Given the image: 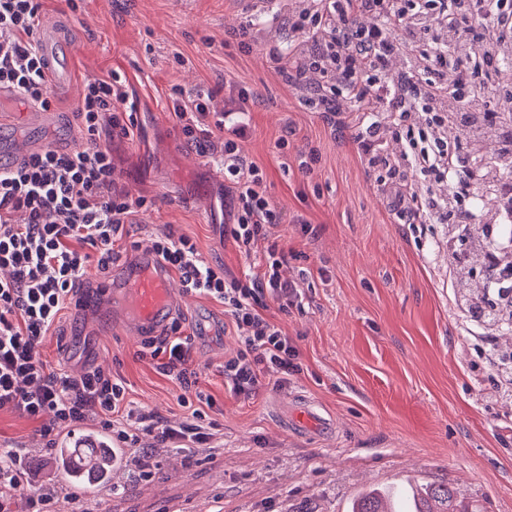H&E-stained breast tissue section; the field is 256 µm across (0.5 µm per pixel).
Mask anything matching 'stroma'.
I'll return each mask as SVG.
<instances>
[{"label": "stroma", "mask_w": 512, "mask_h": 512, "mask_svg": "<svg viewBox=\"0 0 512 512\" xmlns=\"http://www.w3.org/2000/svg\"><path fill=\"white\" fill-rule=\"evenodd\" d=\"M287 0H80L77 11L45 0L68 41L75 67L70 86L52 90L51 119L0 128V139L32 151L76 147L74 113L86 80L119 74L136 100L138 142L114 140L118 186L151 207L134 218L132 239L118 241L120 260L150 248L165 229L190 237L212 264L236 276L259 273L266 246L241 253L223 236L224 183L218 159L191 146L171 112L173 88L211 95L224 104V84L254 93L251 135L243 144L266 173L282 214L273 232L288 255L284 278L303 302L267 314L299 346L302 370L286 387L262 386L249 399L224 391L217 368L238 338L224 326L223 307L177 294L176 315L194 336L201 381L218 403L224 447L186 459L172 451L149 480L128 469L81 502L98 512H349L368 487L442 482L469 512H512V397L490 362L489 347L512 351V334L493 345L463 304L477 288L449 264V227L405 224L392 210L402 185L420 174L404 169L379 182L359 156L348 100L337 113L311 109L301 83L286 81L273 49L302 43L287 22ZM255 25L250 50L234 31ZM285 148H278L279 139ZM316 154L313 173L299 163ZM63 337H47L41 354L51 369L76 376L102 367L121 373L135 406L175 419L179 386L138 360L140 336L111 323L99 304L63 315ZM310 401L333 419L328 435L301 434L285 422L286 406ZM0 446L24 452L35 483L66 492L56 512H73L74 488L39 447L34 423L0 413Z\"/></svg>", "instance_id": "stroma-1"}]
</instances>
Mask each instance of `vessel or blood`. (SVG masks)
Segmentation results:
<instances>
[{
  "instance_id": "1",
  "label": "vessel or blood",
  "mask_w": 512,
  "mask_h": 512,
  "mask_svg": "<svg viewBox=\"0 0 512 512\" xmlns=\"http://www.w3.org/2000/svg\"><path fill=\"white\" fill-rule=\"evenodd\" d=\"M38 47L50 85L55 88L69 85L73 73L72 57L55 19H42ZM100 292L112 300L119 320L133 331L145 329L154 333L162 332L175 315L171 280L159 257L152 252L140 253L134 260L114 268L111 279L101 286ZM288 423L294 431L303 434L329 425L328 420L321 417L314 407L303 402L295 405ZM75 441L78 447L92 445L98 449L93 459L80 462V475L94 477L100 471L110 470L119 460L118 451L106 446L101 437L88 440L79 434Z\"/></svg>"
}]
</instances>
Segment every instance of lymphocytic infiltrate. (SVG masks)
Wrapping results in <instances>:
<instances>
[{"instance_id": "obj_1", "label": "lymphocytic infiltrate", "mask_w": 512, "mask_h": 512, "mask_svg": "<svg viewBox=\"0 0 512 512\" xmlns=\"http://www.w3.org/2000/svg\"><path fill=\"white\" fill-rule=\"evenodd\" d=\"M42 7V0H0V86L47 108L50 86L35 44ZM476 20L499 39L512 37V0H408L404 7L395 0H310L308 8L287 18L291 29L311 39L308 67L296 75L309 77L319 105L335 111L342 97L362 112L352 136L358 154L390 178L407 167L424 174L423 182L409 187L410 204L397 218L444 221L456 211L461 191L506 189L498 166L476 148L487 138L483 126L469 125L468 149L448 148V105L467 93L460 75L469 57L497 54L490 41L474 34ZM398 31L423 50L419 61L389 81L385 72ZM452 41L461 46L454 58L448 55ZM116 99H129L118 76L87 80L75 113L81 146H50L0 173V412L17 411L36 422L47 450L61 429L98 423L122 444L133 474L146 480L169 450L196 456L220 447L211 417L216 399L191 367L192 338L182 322L173 320L162 334L145 336L140 350L141 359L180 386L177 403L185 415L176 422L132 408L121 376L94 368L72 377L51 370L40 352L65 310L87 307L93 294L86 286L88 265L110 270L115 243L129 236L133 215L147 204L146 197L129 198L117 187L111 141L135 139L141 129L134 117L113 111ZM250 99L246 89L231 84L220 112H212L210 97L180 89L171 100L183 135L222 161L224 236L246 251L280 221L265 171L242 147L250 135ZM415 111L426 114L425 127L406 129L400 151H386L391 119ZM18 212L25 223H15ZM153 250L187 292L222 305L229 317L239 347L220 373L231 394L248 398L265 381L283 386L300 372L297 344L266 314L269 302L283 311L302 302L281 277L285 255L278 244L268 247L263 271L247 279L211 265L185 235L159 232ZM59 492L52 483L33 486L26 460L15 449L0 448V512H15L21 498L27 512H53Z\"/></svg>"}]
</instances>
